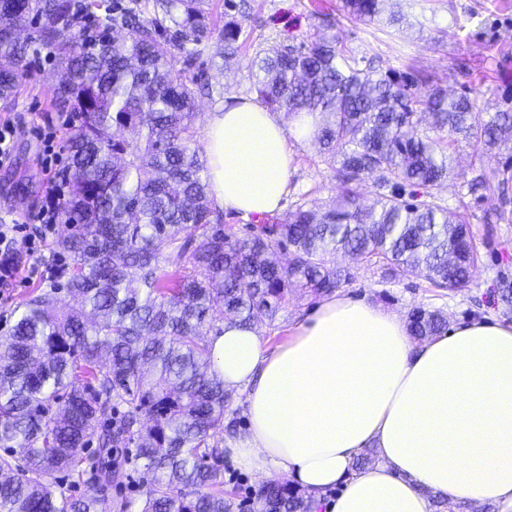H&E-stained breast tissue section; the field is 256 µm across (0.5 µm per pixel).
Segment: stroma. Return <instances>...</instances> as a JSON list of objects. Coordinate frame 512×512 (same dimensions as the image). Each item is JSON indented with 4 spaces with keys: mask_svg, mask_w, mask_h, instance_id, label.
Listing matches in <instances>:
<instances>
[{
    "mask_svg": "<svg viewBox=\"0 0 512 512\" xmlns=\"http://www.w3.org/2000/svg\"><path fill=\"white\" fill-rule=\"evenodd\" d=\"M244 10L230 8L226 0H209L210 23L222 30L226 21L245 13L242 49L232 63L224 61V43L212 38L203 60L213 61L207 76L210 94L198 100L197 129H204L208 116L233 98L252 96L254 78L248 67L257 52L310 42L323 23H331L341 44L356 55L383 62L411 79V90L424 93L433 87L450 92H472L479 109L512 110V82L499 75L502 60L512 58V0H396L394 8L403 16L402 31L380 27L347 17L342 0H245ZM37 68L28 72L8 102L0 101V117L24 114L27 125L11 143L10 159L0 165V220L36 213L42 204V190L50 175L44 165L45 144L38 131L50 126L56 115L54 90L60 74L51 49H41ZM292 155L287 191L280 210L288 215L296 204L324 202L338 188L336 172L317 156L311 141H291ZM512 166V145L487 155L479 170H472L468 147H460L448 180L436 188L443 205L454 208L467 204L479 252L470 282L462 288L441 290L422 278L394 280L375 265L357 263L337 255L338 267L349 270L351 279L340 292L364 299L407 317L416 306L439 310L455 325L488 316L512 325V302L504 289L512 285V223H487L484 206L468 193L467 183L475 173H484L489 192H496L504 165ZM32 264L41 274L28 279L19 271L11 288L0 294V338L7 336L22 302L50 282L49 271L63 268L67 259L55 245L34 255ZM318 301L303 294L280 309L274 324L257 323L267 348L287 342L294 328ZM124 475L104 492L107 512H123L122 505L142 498L147 489L140 461L129 459Z\"/></svg>",
    "mask_w": 512,
    "mask_h": 512,
    "instance_id": "obj_1",
    "label": "stroma"
}]
</instances>
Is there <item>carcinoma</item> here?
Segmentation results:
<instances>
[{
	"instance_id": "cac0c4a2",
	"label": "carcinoma",
	"mask_w": 512,
	"mask_h": 512,
	"mask_svg": "<svg viewBox=\"0 0 512 512\" xmlns=\"http://www.w3.org/2000/svg\"><path fill=\"white\" fill-rule=\"evenodd\" d=\"M103 0H0V99L27 77L25 59L54 49L56 101L78 116L68 141L71 232L57 243L65 279L30 296L0 339V512H98L103 491L123 476L112 456L135 449L152 473L137 512H232L224 498L217 436L234 395L213 367L209 336L226 320L274 323L300 291L322 295L349 279L336 252L380 266L394 279L465 286L478 262L466 214L436 200L459 140L482 158L512 141V112L476 110L468 93L407 92L390 70L326 32L308 43L256 55L255 92L272 110L317 119L312 137L336 169L325 205L303 202L284 219L224 229L208 196L207 161L195 147V100L204 72L199 46L213 29L208 0H154L141 19L106 7L94 40L76 30ZM392 0H344L349 16L391 27ZM178 48L175 55L161 42ZM242 23L220 31L224 60L241 50ZM424 114L435 136H423ZM376 176L375 196L362 192ZM419 199H405V187ZM468 191L499 220L506 211ZM291 255L288 265L277 251ZM411 339L448 329L439 310L413 308ZM76 476L86 489L71 493ZM259 512H310V495L269 482Z\"/></svg>"
}]
</instances>
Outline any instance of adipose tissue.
Returning <instances> with one entry per match:
<instances>
[{
  "label": "adipose tissue",
  "instance_id": "1",
  "mask_svg": "<svg viewBox=\"0 0 512 512\" xmlns=\"http://www.w3.org/2000/svg\"><path fill=\"white\" fill-rule=\"evenodd\" d=\"M204 142L215 207L279 210L291 152L275 112L232 99ZM211 349L225 389L247 394L246 431L226 448L240 469L288 478L326 512L512 504V327L476 319L417 344L394 312L336 293L274 351L236 321ZM368 449L375 463L353 471Z\"/></svg>",
  "mask_w": 512,
  "mask_h": 512
}]
</instances>
